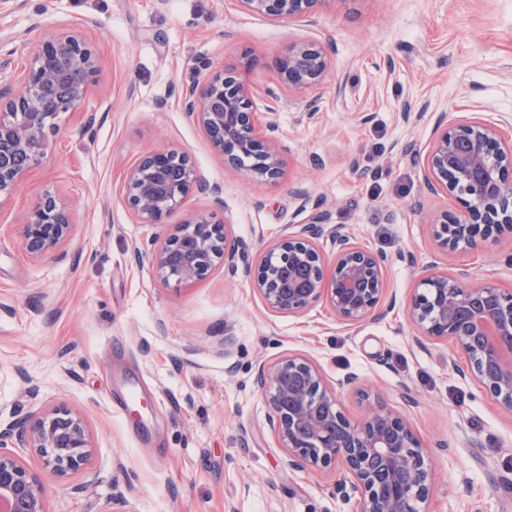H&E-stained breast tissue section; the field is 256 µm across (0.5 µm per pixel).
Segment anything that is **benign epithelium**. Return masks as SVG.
<instances>
[{
	"label": "benign epithelium",
	"mask_w": 512,
	"mask_h": 512,
	"mask_svg": "<svg viewBox=\"0 0 512 512\" xmlns=\"http://www.w3.org/2000/svg\"><path fill=\"white\" fill-rule=\"evenodd\" d=\"M271 21L309 16L329 0H235ZM331 42L288 45L277 61L279 80L290 93L314 89L329 69ZM251 66L214 70L199 61L203 78L186 85L182 105L224 155V162L250 181L275 183L283 171L280 146L271 123H262L254 92L243 72ZM98 72L91 46L76 32L42 41L20 76L0 82V206L20 180L47 153L46 131L58 117L80 111ZM423 190L451 194L465 204L462 217L432 219L433 235L451 251L471 259L482 242L505 227L512 230V142L501 128L479 117L441 118L423 153ZM126 203L137 223L163 225L182 210L193 193L221 202L218 190L197 172L184 152H151L126 173ZM68 201L47 192L17 225L23 250L32 260L56 254L74 230ZM327 239L334 260L326 265L320 240ZM133 260L164 283L197 282L218 264L235 274L245 264L251 287L265 306L296 315L323 301L336 320L360 326L385 315L382 309L387 257L355 243L341 224L322 216L281 237L249 265L246 247L229 224H217L202 211L184 215L174 233L133 248ZM406 308L420 335L451 344L466 360L458 367L492 398L512 411V289L493 279L472 281L468 269L423 275ZM257 387L272 410L270 425L288 451L290 466L305 471L332 465L341 475L332 494L353 504L354 512H425L432 475L429 452L409 419L367 390L357 394L362 417L348 418L339 393L355 388L348 374L329 386L316 365L289 355L258 366ZM30 448L42 469L60 479L87 468L91 432L81 413L67 407L32 412L19 421L0 422V512H47V488L40 474L13 449Z\"/></svg>",
	"instance_id": "obj_1"
}]
</instances>
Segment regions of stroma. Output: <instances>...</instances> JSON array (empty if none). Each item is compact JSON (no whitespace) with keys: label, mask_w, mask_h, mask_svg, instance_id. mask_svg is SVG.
<instances>
[{"label":"stroma","mask_w":512,"mask_h":512,"mask_svg":"<svg viewBox=\"0 0 512 512\" xmlns=\"http://www.w3.org/2000/svg\"><path fill=\"white\" fill-rule=\"evenodd\" d=\"M77 25L97 81L0 207V225L48 191L76 210L57 256L31 260L16 234H0V421L65 406L92 432L86 471L65 483L44 474L48 512H101L117 496L121 512H352L327 489L335 469L294 470L270 428L254 379L288 355L330 380L357 374L395 405L408 390L404 412L431 450L427 512H512V413L452 369V347L416 342L406 316L422 267H458L429 217L462 205L422 195V160L402 149L426 148L445 114L512 135V0H330L284 24L235 0H0V56L21 65L46 34ZM298 39L332 40V66L288 97L275 62ZM247 50L245 78L282 149L274 184L247 183L181 105L198 58L222 69ZM168 150L222 190V204L194 195L187 208L231 225L249 257L327 214L387 257L395 308L352 329L322 303L273 314L245 274L220 267L188 285L153 281L132 248L181 217L135 223L123 179L144 153ZM473 275L512 288L511 232L484 241Z\"/></svg>","instance_id":"1"}]
</instances>
